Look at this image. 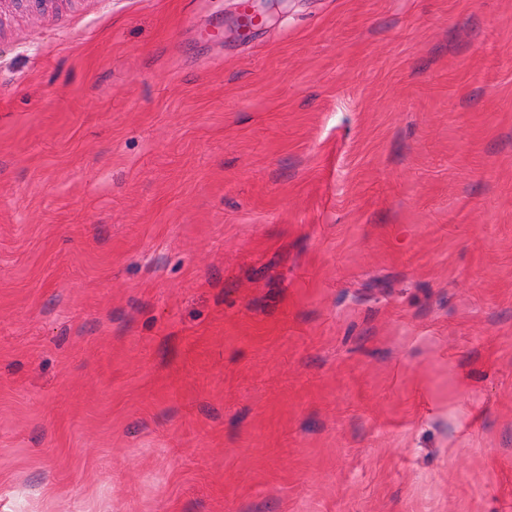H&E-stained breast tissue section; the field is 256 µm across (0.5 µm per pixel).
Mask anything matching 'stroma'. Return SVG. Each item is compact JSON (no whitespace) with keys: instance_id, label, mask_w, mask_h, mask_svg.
Returning a JSON list of instances; mask_svg holds the SVG:
<instances>
[{"instance_id":"35a3bbf8","label":"stroma","mask_w":512,"mask_h":512,"mask_svg":"<svg viewBox=\"0 0 512 512\" xmlns=\"http://www.w3.org/2000/svg\"><path fill=\"white\" fill-rule=\"evenodd\" d=\"M0 0V512H512V0Z\"/></svg>"}]
</instances>
